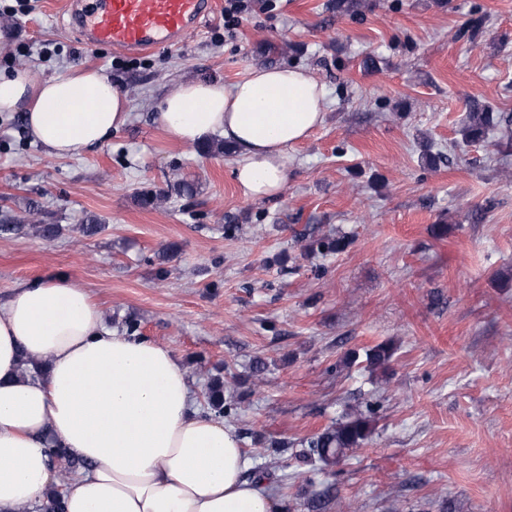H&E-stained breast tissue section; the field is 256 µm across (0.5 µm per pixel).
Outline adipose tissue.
Segmentation results:
<instances>
[{
  "label": "adipose tissue",
  "instance_id": "obj_1",
  "mask_svg": "<svg viewBox=\"0 0 512 512\" xmlns=\"http://www.w3.org/2000/svg\"><path fill=\"white\" fill-rule=\"evenodd\" d=\"M324 98L308 70L262 67L229 87L181 83L160 118L188 145L222 133L239 152L244 195L266 200L287 182L289 146L323 123ZM17 111L35 142L66 157L125 125L128 101L94 69L42 81L18 69L0 74V112ZM54 445L87 463L63 489L66 512L283 510L245 479L236 430L196 404L173 354L105 328L66 276L21 284L0 303V512L43 504L57 483Z\"/></svg>",
  "mask_w": 512,
  "mask_h": 512
}]
</instances>
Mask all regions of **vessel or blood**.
Segmentation results:
<instances>
[{
	"instance_id": "vessel-or-blood-1",
	"label": "vessel or blood",
	"mask_w": 512,
	"mask_h": 512,
	"mask_svg": "<svg viewBox=\"0 0 512 512\" xmlns=\"http://www.w3.org/2000/svg\"><path fill=\"white\" fill-rule=\"evenodd\" d=\"M213 10L214 0H84L75 22L87 46L145 52L180 45Z\"/></svg>"
}]
</instances>
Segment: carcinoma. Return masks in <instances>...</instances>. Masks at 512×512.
I'll list each match as a JSON object with an SVG mask.
<instances>
[{
  "mask_svg": "<svg viewBox=\"0 0 512 512\" xmlns=\"http://www.w3.org/2000/svg\"><path fill=\"white\" fill-rule=\"evenodd\" d=\"M509 124H512V116L494 114L489 111L471 112L464 137L467 140H476L490 128ZM391 356V347L387 344H380L366 353V360L371 367L376 368L385 365ZM206 405L207 409L217 416L237 415L236 402L224 398L223 384L218 380L211 383L209 387ZM370 432L371 424L368 416L361 412L350 414L344 420L300 441L301 456L317 465V470L323 471L336 465L348 453L360 448ZM49 453L55 459L64 462V469L68 473L85 467L83 461L68 456L63 448H51Z\"/></svg>",
  "mask_w": 512,
  "mask_h": 512,
  "instance_id": "carcinoma-1",
  "label": "carcinoma"
}]
</instances>
